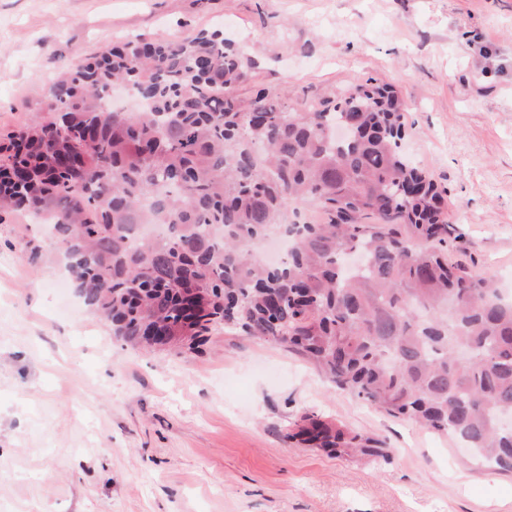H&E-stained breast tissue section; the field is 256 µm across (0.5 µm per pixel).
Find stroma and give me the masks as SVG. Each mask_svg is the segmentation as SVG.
I'll list each match as a JSON object with an SVG mask.
<instances>
[{"instance_id":"35a3bbf8","label":"stroma","mask_w":512,"mask_h":512,"mask_svg":"<svg viewBox=\"0 0 512 512\" xmlns=\"http://www.w3.org/2000/svg\"><path fill=\"white\" fill-rule=\"evenodd\" d=\"M216 29L254 62L243 97L261 85L299 108L393 85L402 148L462 236L449 259L512 280V0H0V143L44 116L61 66ZM55 252L26 218H0V512H512L511 475L459 468L448 435L283 346L227 329L198 353L123 346L57 288ZM312 413L390 455L286 441Z\"/></svg>"}]
</instances>
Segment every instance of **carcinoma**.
Instances as JSON below:
<instances>
[{
    "instance_id": "1",
    "label": "carcinoma",
    "mask_w": 512,
    "mask_h": 512,
    "mask_svg": "<svg viewBox=\"0 0 512 512\" xmlns=\"http://www.w3.org/2000/svg\"><path fill=\"white\" fill-rule=\"evenodd\" d=\"M247 78L220 31L131 39L63 71L43 120L0 144V212L51 221L84 302L125 344L202 349L219 326L292 349L338 389L512 473V299L448 261L442 193L401 151L405 111L357 83L299 109ZM116 84L143 107L104 109ZM313 205L320 224H286ZM373 223L366 224L364 219ZM139 224L166 236L133 246ZM293 240L275 265L251 246ZM286 438L336 456L379 439L308 414Z\"/></svg>"
}]
</instances>
